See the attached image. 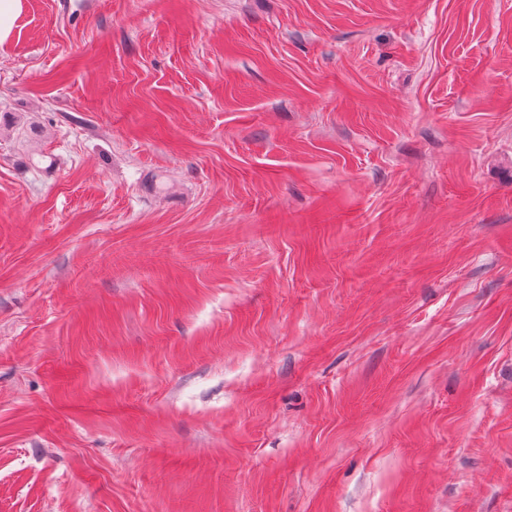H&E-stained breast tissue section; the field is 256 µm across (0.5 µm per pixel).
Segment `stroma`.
<instances>
[{"mask_svg":"<svg viewBox=\"0 0 512 512\" xmlns=\"http://www.w3.org/2000/svg\"><path fill=\"white\" fill-rule=\"evenodd\" d=\"M25 3L0 512H512V0Z\"/></svg>","mask_w":512,"mask_h":512,"instance_id":"35a3bbf8","label":"stroma"}]
</instances>
